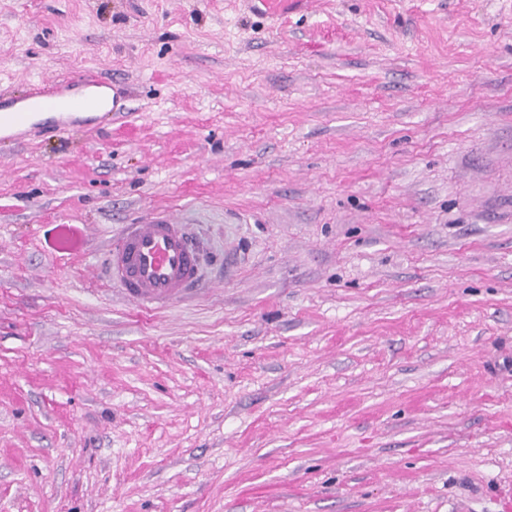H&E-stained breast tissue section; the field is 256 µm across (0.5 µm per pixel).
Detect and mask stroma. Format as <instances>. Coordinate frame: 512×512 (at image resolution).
I'll list each match as a JSON object with an SVG mask.
<instances>
[{
  "label": "stroma",
  "instance_id": "1",
  "mask_svg": "<svg viewBox=\"0 0 512 512\" xmlns=\"http://www.w3.org/2000/svg\"><path fill=\"white\" fill-rule=\"evenodd\" d=\"M85 70L0 141V512H512V0H0V96ZM81 84L85 87L98 88L107 87L112 90V82H106L97 74L87 71L77 78L62 80L49 86H36L31 89L27 98L25 107H6L0 102V139L19 140L26 135L36 131V125L40 122H33V112H28V107L32 106L39 109H57L54 111H34L42 112V117L55 112H72L83 116L96 115L102 112L101 102L96 99L95 106L92 108L82 106L86 98L91 96H80L71 99L67 105L66 95L72 84ZM67 105L65 108L59 109ZM204 250L163 211H152L126 224L106 258L113 286L141 308L169 306L205 290L200 268Z\"/></svg>",
  "mask_w": 512,
  "mask_h": 512
}]
</instances>
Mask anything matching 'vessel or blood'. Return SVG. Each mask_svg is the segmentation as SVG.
<instances>
[{"label": "vessel or blood", "mask_w": 512, "mask_h": 512, "mask_svg": "<svg viewBox=\"0 0 512 512\" xmlns=\"http://www.w3.org/2000/svg\"><path fill=\"white\" fill-rule=\"evenodd\" d=\"M98 88L104 81L87 71L76 81L62 80L49 86H36L29 92L26 106L0 104V139L19 140L36 130L33 109H55L58 131L70 128L74 117L66 113V95L71 84ZM204 250L193 242L183 224L162 211H153L125 225L106 258V275L112 285L142 308L169 306L188 295L200 293V268Z\"/></svg>", "instance_id": "1"}]
</instances>
